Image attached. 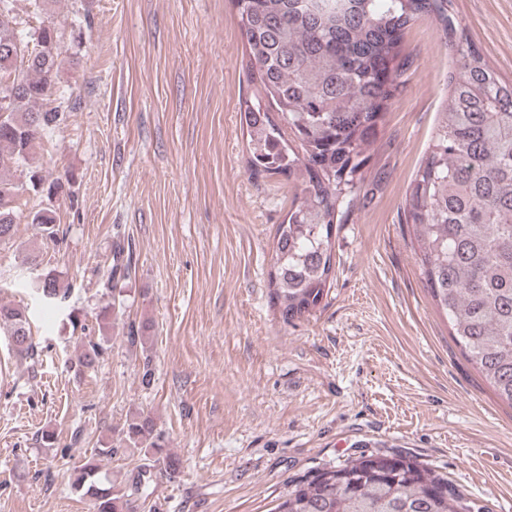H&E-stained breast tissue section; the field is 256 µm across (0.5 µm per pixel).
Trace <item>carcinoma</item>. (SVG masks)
Instances as JSON below:
<instances>
[{
	"mask_svg": "<svg viewBox=\"0 0 512 512\" xmlns=\"http://www.w3.org/2000/svg\"><path fill=\"white\" fill-rule=\"evenodd\" d=\"M245 44V70L255 92L241 103L248 163L301 183L275 237L270 295L283 320L309 314L328 295L336 266L334 236L355 207L366 179L367 151L380 137L393 99L406 87L413 57L407 31L429 19L457 59L448 73V102L411 183L403 221L413 227L425 283L448 317L469 360L512 406V81L504 80L469 37L455 0H230ZM13 0H0V243L17 225L15 204L43 187L11 178L37 144L64 119L43 109L58 74V30L40 38L19 31ZM57 242L49 211L32 218ZM132 251L117 242L104 274L129 277ZM33 288L47 301L66 297L52 270ZM16 352L33 355L29 321L0 305ZM88 339L84 369L103 357ZM126 440L162 451L153 418L130 416ZM106 446L72 468V490L94 512H126L102 459ZM270 512H482L441 473L403 455H360L293 479Z\"/></svg>",
	"mask_w": 512,
	"mask_h": 512,
	"instance_id": "obj_1",
	"label": "carcinoma"
}]
</instances>
